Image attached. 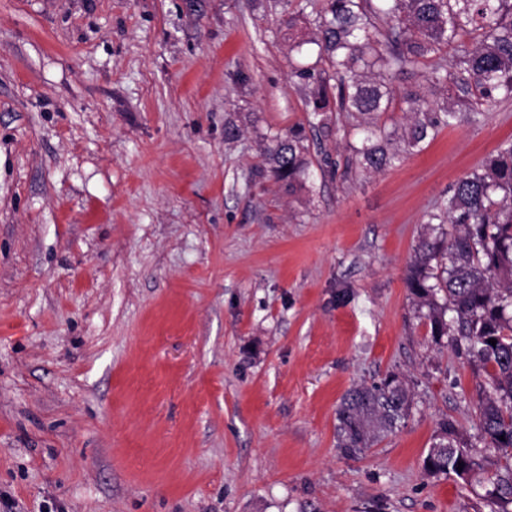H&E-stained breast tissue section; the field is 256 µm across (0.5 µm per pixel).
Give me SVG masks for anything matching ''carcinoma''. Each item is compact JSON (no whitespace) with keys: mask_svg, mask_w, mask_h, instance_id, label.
Masks as SVG:
<instances>
[{"mask_svg":"<svg viewBox=\"0 0 512 512\" xmlns=\"http://www.w3.org/2000/svg\"><path fill=\"white\" fill-rule=\"evenodd\" d=\"M386 20L381 30L376 21ZM289 50L318 47L329 68L298 69L307 106L328 133L329 91L336 111L357 120L365 136L354 148L357 163L378 172L400 160L376 122L392 97L389 76L419 59L434 61L426 84L407 93L412 112L402 140L420 148L443 126L474 122L499 99L512 98V0H328L315 15V32L297 33L286 20ZM454 49L452 66L442 53ZM303 128L276 135L266 147L270 172L292 189L309 168ZM439 232L422 237L406 277L435 342L445 336L466 343L470 363L484 373L477 404L480 439L497 450L465 441L444 422L423 460L425 472L466 480L476 474L487 487L489 512H512V140L471 174L459 179L429 213ZM495 339L496 344L488 343ZM408 391L392 374L370 387L348 390L336 408V443L348 455L372 447L407 416ZM463 468H458V463Z\"/></svg>","mask_w":512,"mask_h":512,"instance_id":"obj_1","label":"carcinoma"}]
</instances>
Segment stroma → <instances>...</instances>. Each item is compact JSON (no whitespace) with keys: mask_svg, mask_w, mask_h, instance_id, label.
Listing matches in <instances>:
<instances>
[{"mask_svg":"<svg viewBox=\"0 0 512 512\" xmlns=\"http://www.w3.org/2000/svg\"><path fill=\"white\" fill-rule=\"evenodd\" d=\"M279 0H0V512H488L433 476L480 379L405 278L428 213L512 139V99L380 172L325 135ZM431 68L392 75L381 120ZM304 125L292 190L270 137ZM330 157L336 172L321 170ZM356 456L336 406L388 374ZM404 380L389 375L379 385L348 390L336 408V443L347 455L371 448L407 416Z\"/></svg>","mask_w":512,"mask_h":512,"instance_id":"obj_1","label":"stroma"}]
</instances>
